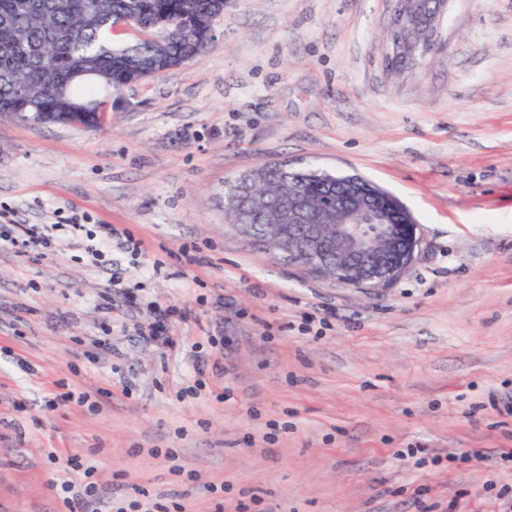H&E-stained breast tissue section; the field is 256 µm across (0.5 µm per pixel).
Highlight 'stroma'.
Returning a JSON list of instances; mask_svg holds the SVG:
<instances>
[{
    "label": "stroma",
    "instance_id": "obj_1",
    "mask_svg": "<svg viewBox=\"0 0 512 512\" xmlns=\"http://www.w3.org/2000/svg\"><path fill=\"white\" fill-rule=\"evenodd\" d=\"M388 15L226 0L209 49L114 93L98 128L0 122V214L82 220L51 254L0 248V512H65L52 481L88 467L123 512H502L512 0H450L433 51L397 73ZM273 161L392 192L417 260L365 291L246 244L224 184ZM103 224L139 243L113 277L85 251Z\"/></svg>",
    "mask_w": 512,
    "mask_h": 512
}]
</instances>
